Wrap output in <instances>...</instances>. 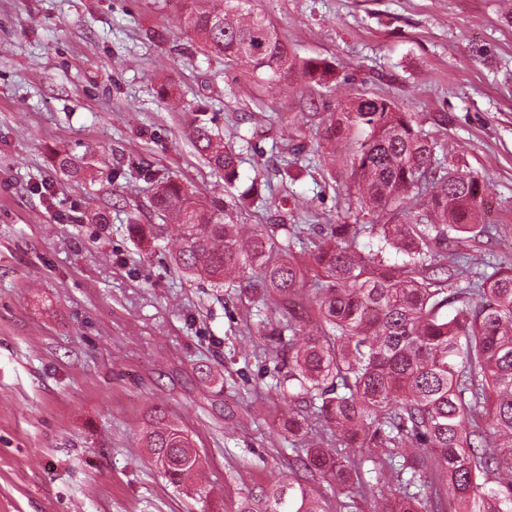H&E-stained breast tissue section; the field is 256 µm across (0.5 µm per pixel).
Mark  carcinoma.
<instances>
[{
  "mask_svg": "<svg viewBox=\"0 0 512 512\" xmlns=\"http://www.w3.org/2000/svg\"><path fill=\"white\" fill-rule=\"evenodd\" d=\"M191 2L184 27L208 55L247 68L267 89L288 88L297 67L271 23L245 9L249 0ZM297 69L321 85L334 74L316 60ZM326 130L330 140L359 135L346 192L377 223L329 224L314 240L293 224L277 225L280 236L252 227L246 237L223 199L166 178L151 199L163 223L131 224L130 234L172 239L183 272L215 287L244 277L278 302L264 351L287 368L274 385L288 393L279 424L292 438L316 423L328 438L265 495L266 512H365L367 474L389 489L371 512H442L444 487L449 512H512V265L460 288L464 256L448 260L453 247L489 233L479 180L448 167L431 134L384 98H355ZM193 145L224 183L238 178L234 148L213 129L196 126ZM367 231L381 243L375 253L358 250ZM391 249L402 263L386 262ZM309 281L311 328L293 306ZM143 447L173 488L203 494L202 458L177 423L156 416ZM302 475L321 477L324 492H309Z\"/></svg>",
  "mask_w": 512,
  "mask_h": 512,
  "instance_id": "1",
  "label": "carcinoma"
}]
</instances>
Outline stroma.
<instances>
[{
    "mask_svg": "<svg viewBox=\"0 0 512 512\" xmlns=\"http://www.w3.org/2000/svg\"><path fill=\"white\" fill-rule=\"evenodd\" d=\"M297 60L334 67L269 94L183 34L186 0H0V512H237L316 432L276 430L288 401L256 330L274 308L241 279L180 275L140 248L157 181L229 203L240 224H350L353 143L330 113L364 94L417 113L483 181L492 236L472 277L512 264V9L506 0H251ZM235 147L226 184L192 145ZM69 155L80 168L56 166ZM259 180L258 199L245 198ZM100 209L107 223L87 220ZM188 430L208 500L179 493L140 435L155 408ZM302 77L310 82L328 85L331 83L334 71L329 65H322L316 60H307L299 67Z\"/></svg>",
    "mask_w": 512,
    "mask_h": 512,
    "instance_id": "1",
    "label": "stroma"
}]
</instances>
